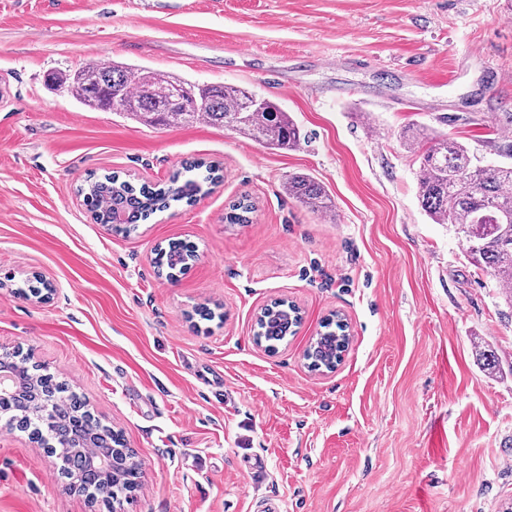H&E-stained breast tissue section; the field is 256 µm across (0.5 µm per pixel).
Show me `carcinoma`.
<instances>
[{"label": "carcinoma", "mask_w": 512, "mask_h": 512, "mask_svg": "<svg viewBox=\"0 0 512 512\" xmlns=\"http://www.w3.org/2000/svg\"><path fill=\"white\" fill-rule=\"evenodd\" d=\"M53 90L65 93L89 109L116 112L150 127L189 126L204 121L237 132L274 150H294L302 133L288 112L246 88L196 84L146 67L123 63H86L49 78ZM405 145L418 153V183L422 207L437 224H449L461 235L470 262L491 271L502 294L512 303V165H476L468 149L457 140L417 127ZM222 180L220 167L202 160L174 171L163 183L136 186L116 172L91 177L80 186L84 205L99 224L131 234L138 225L171 206H192L205 194L204 187ZM288 197L316 212L328 214L333 205L324 188L303 174H291L285 184ZM253 203L242 198L226 216L242 224ZM196 259L195 247L171 241L156 249L159 274L173 279L185 273ZM299 323V312L276 301L256 322L255 339L275 347L288 336V319ZM343 327L328 320L305 352L308 367L318 371L342 356L349 339L336 335ZM42 367L26 371L28 398L9 393L0 396V419L33 432L50 433L70 469L82 475V489H99L112 478V498L134 488L133 454L118 430L104 427L83 409L81 399L70 396L51 421H42L37 404L43 391L61 386Z\"/></svg>", "instance_id": "obj_1"}]
</instances>
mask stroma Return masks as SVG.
<instances>
[{"instance_id": "obj_1", "label": "stroma", "mask_w": 512, "mask_h": 512, "mask_svg": "<svg viewBox=\"0 0 512 512\" xmlns=\"http://www.w3.org/2000/svg\"><path fill=\"white\" fill-rule=\"evenodd\" d=\"M92 50L252 90L304 138L273 151L48 89ZM496 69L512 74V0H0V349L122 430L143 477L121 512L512 507V304L421 207L402 139L427 125L479 164L507 163L512 82L492 87ZM198 159L223 183L129 236L77 194L92 175L162 182ZM294 173L325 187L331 214L288 197ZM244 196L248 222L226 223ZM175 240L197 259L171 280L153 259ZM35 275L49 300L18 294ZM279 299L302 320L271 350L256 316ZM338 313L349 348L335 372L312 371L304 351ZM0 512L111 508L0 420Z\"/></svg>"}]
</instances>
